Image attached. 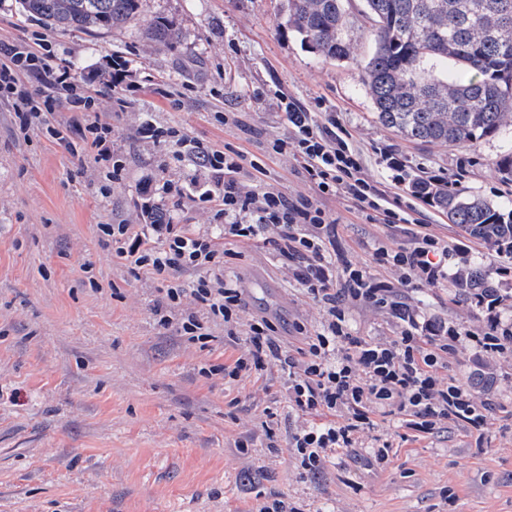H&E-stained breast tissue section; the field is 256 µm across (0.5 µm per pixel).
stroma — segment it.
<instances>
[{
  "mask_svg": "<svg viewBox=\"0 0 512 512\" xmlns=\"http://www.w3.org/2000/svg\"><path fill=\"white\" fill-rule=\"evenodd\" d=\"M345 6L354 54L339 61L284 26L282 0H142L136 21L101 34L47 28L22 16L16 0H0L1 44L42 33L80 88L110 83L97 109L125 164L115 180L91 153H71L85 126L79 113L63 108L24 130L13 104L0 102V512H257L274 497L299 512H512V351L466 341L441 371L491 405L483 429L452 418L423 434L388 411L357 448L308 477L286 441L312 418L289 408L278 367L225 377L242 344L225 340L220 325H208L202 342L160 325L158 282L113 257L99 231L143 223L150 204L166 223L223 239L212 211L176 194L209 181L191 160L196 143L260 162L263 174L240 173L247 185L314 195L293 157L269 152L288 133L281 93L322 102L318 121L337 113L374 180L386 182L384 157L394 154L406 160L408 181L450 174L467 194L512 210V181L493 165L512 133L417 145L380 125L362 83L371 24L363 0ZM163 18L180 29L181 44L147 48L144 31ZM116 94L127 100L119 112ZM225 112L237 113L239 125L225 126ZM146 123L187 142L176 151L142 139ZM321 203L336 219L326 251L334 276L351 261L372 279L395 281L374 248L408 244L409 234L367 223L343 196ZM419 209L431 234L468 245L465 265L498 291L502 321L512 323V252L470 238L433 205ZM233 249L224 274L244 290L242 323L262 315L283 322L286 351L296 344L290 327L320 328L322 303L272 245ZM402 299L425 321L464 333L485 326L453 276L404 288ZM346 318L352 335L369 342L399 332L397 318L371 305L348 307ZM385 442L389 460L379 465L372 450Z\"/></svg>",
  "mask_w": 512,
  "mask_h": 512,
  "instance_id": "1",
  "label": "stroma"
}]
</instances>
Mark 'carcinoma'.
I'll return each mask as SVG.
<instances>
[{
  "mask_svg": "<svg viewBox=\"0 0 512 512\" xmlns=\"http://www.w3.org/2000/svg\"><path fill=\"white\" fill-rule=\"evenodd\" d=\"M345 0H284L285 23L326 59L350 58ZM375 47L363 85L378 121L419 143L478 141L512 128V0H363ZM51 28L107 32L137 19L141 0H18ZM182 34L159 20L147 40ZM471 236L512 249V210L454 188L414 184Z\"/></svg>",
  "mask_w": 512,
  "mask_h": 512,
  "instance_id": "1",
  "label": "carcinoma"
}]
</instances>
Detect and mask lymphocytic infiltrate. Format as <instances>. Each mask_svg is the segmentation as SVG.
<instances>
[{
    "label": "lymphocytic infiltrate",
    "mask_w": 512,
    "mask_h": 512,
    "mask_svg": "<svg viewBox=\"0 0 512 512\" xmlns=\"http://www.w3.org/2000/svg\"><path fill=\"white\" fill-rule=\"evenodd\" d=\"M59 89L67 90L66 100L56 97ZM2 99L13 102L25 127L48 122L62 107L86 114L84 151L92 153L96 162L111 164L113 175H120L122 167L112 152L111 124L96 116L92 96L78 92L70 67L54 64L40 36L0 46ZM281 107L289 133L273 140L271 150L300 160L316 197H289L274 189L259 191L239 184L236 173L248 165L259 173L262 165L250 164L246 153L230 147L214 151L201 146L195 162L209 172L214 186L198 189L194 200L215 206L224 219L227 239H260L269 228H276L280 256L295 262L296 280L324 305L320 331L311 333L295 325L300 341L295 354L282 353L276 325L263 316L250 323L246 337H239L242 293L214 275L222 253L213 236L178 224H146L138 230L130 224L101 225L115 256L163 282L167 309L163 324L171 323L172 311L188 293L212 321L222 322L231 343H244V352L225 366V375L237 379L279 365L288 375L287 398L293 409L329 414V421L302 426L287 441L290 457L303 470L319 473L337 451L356 448L359 433L373 428L375 414L387 407H397L407 415L408 428L424 434L451 418L483 428L487 408L439 374L461 343V332L442 324L423 333L416 311L398 298L399 289L411 284L436 285L445 280L449 262L462 255V248L416 231L410 245L382 246L374 253L379 265L395 269L396 282L373 280L362 266L348 262L343 268V287L336 293L330 291L332 276L324 251L336 231V220L320 204L321 196L343 194L368 222L392 228L414 223L416 207L402 195L387 197L367 175L364 157L339 119L332 117L327 124H319L308 106L293 99ZM183 271L195 272L191 285L179 280ZM474 299L476 306L487 311V326L477 344L486 351L505 350L512 344V326L502 324L497 313L500 297L488 288ZM347 300L389 310L401 322L399 335L376 343L351 335L343 307Z\"/></svg>",
    "instance_id": "obj_1"
}]
</instances>
